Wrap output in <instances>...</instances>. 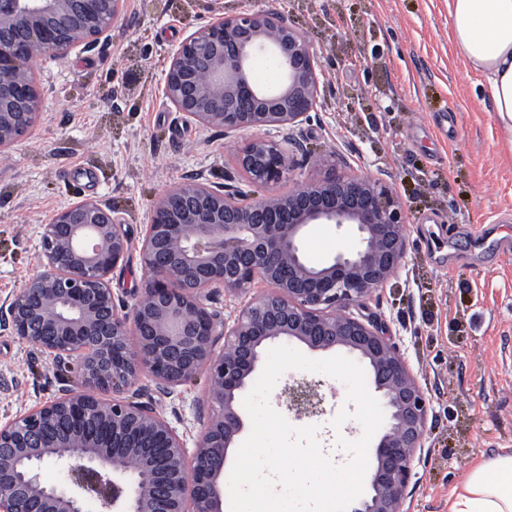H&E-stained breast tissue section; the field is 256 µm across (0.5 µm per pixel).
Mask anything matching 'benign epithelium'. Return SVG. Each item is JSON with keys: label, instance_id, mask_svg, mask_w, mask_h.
<instances>
[{"label": "benign epithelium", "instance_id": "obj_1", "mask_svg": "<svg viewBox=\"0 0 512 512\" xmlns=\"http://www.w3.org/2000/svg\"><path fill=\"white\" fill-rule=\"evenodd\" d=\"M124 0H0V152L34 124L41 109L30 62L80 44L91 47L116 25ZM278 71L272 87L254 82L252 63ZM317 56L284 14L252 0L218 16L172 53L165 92L181 112L232 133L255 129L236 157L255 184L288 181L286 196L254 197L229 185H177L156 203L142 245L151 270L132 307L118 304L103 276L123 263L129 237L112 211L73 203L44 225L39 270L0 304V323L57 362L72 360L79 389L0 423V512H85L96 497L105 512H223L230 445L243 429L237 400L266 345L300 341L344 348L366 360L387 418L376 448L371 493L348 512H404L428 402L399 348L382 328L338 312L394 275L406 252V216L380 179L298 181L288 135L309 120L319 89ZM313 224L356 227L358 243L316 267L301 250ZM274 291L249 302L228 326L208 302L224 288ZM137 337V343L129 336ZM224 349L214 355L217 337ZM209 379L207 416L193 449L159 402L99 394L172 398L201 371ZM295 417L322 412L306 382L288 388ZM64 467L72 487L45 485L42 464Z\"/></svg>", "mask_w": 512, "mask_h": 512}]
</instances>
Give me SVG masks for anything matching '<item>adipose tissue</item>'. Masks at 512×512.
Here are the masks:
<instances>
[{"instance_id": "adipose-tissue-1", "label": "adipose tissue", "mask_w": 512, "mask_h": 512, "mask_svg": "<svg viewBox=\"0 0 512 512\" xmlns=\"http://www.w3.org/2000/svg\"><path fill=\"white\" fill-rule=\"evenodd\" d=\"M454 49L485 78L494 119L512 140V0H447ZM448 512H512V451L462 471Z\"/></svg>"}]
</instances>
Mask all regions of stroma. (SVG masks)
Returning a JSON list of instances; mask_svg holds the SVG:
<instances>
[{"label":"stroma","instance_id":"1","mask_svg":"<svg viewBox=\"0 0 512 512\" xmlns=\"http://www.w3.org/2000/svg\"><path fill=\"white\" fill-rule=\"evenodd\" d=\"M246 0H126L124 19L90 48L47 54L34 65L42 108L35 124L0 155V300L39 269L43 225L71 203L111 209L128 230V257L106 276L131 305L149 276L142 242L159 196L189 178L232 180L255 197L287 193L288 182L257 186L234 164L252 136H225L179 112L164 92L178 44ZM317 55L320 89L295 175L329 172L385 181L407 220L398 271L350 313L385 328L429 401L425 448L414 464L409 512H448L469 463L512 448V142L485 100L483 79L448 37L445 0H269ZM355 227H312L302 248L315 266L348 250ZM315 384L321 450L335 464L351 455L363 427L350 419L347 389L320 373L290 370L270 403L288 411L293 380ZM75 371L0 326V422L37 407ZM206 373L179 386L163 409L194 445Z\"/></svg>","mask_w":512,"mask_h":512}]
</instances>
